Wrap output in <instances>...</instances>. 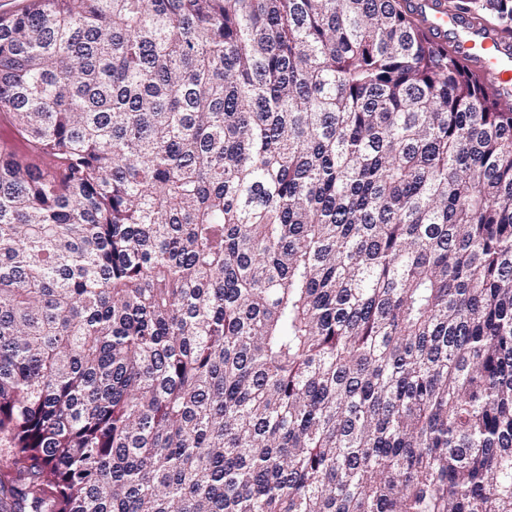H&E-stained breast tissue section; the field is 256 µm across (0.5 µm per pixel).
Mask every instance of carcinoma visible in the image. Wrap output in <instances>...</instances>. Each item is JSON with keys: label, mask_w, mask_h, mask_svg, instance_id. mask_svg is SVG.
Segmentation results:
<instances>
[{"label": "carcinoma", "mask_w": 512, "mask_h": 512, "mask_svg": "<svg viewBox=\"0 0 512 512\" xmlns=\"http://www.w3.org/2000/svg\"><path fill=\"white\" fill-rule=\"evenodd\" d=\"M0 112V512H512V79L411 0H28Z\"/></svg>", "instance_id": "cac0c4a2"}]
</instances>
